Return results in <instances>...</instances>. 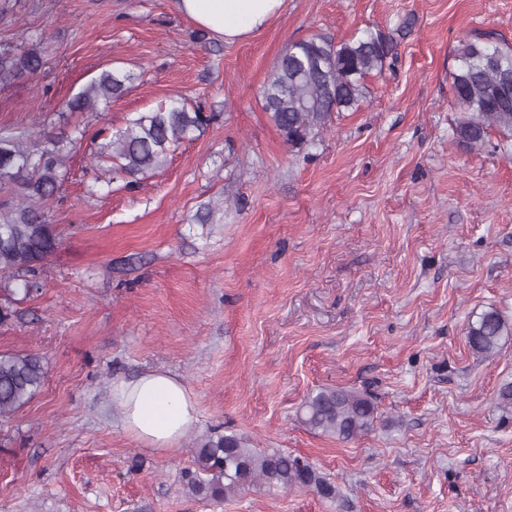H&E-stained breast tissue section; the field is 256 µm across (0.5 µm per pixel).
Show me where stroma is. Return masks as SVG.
<instances>
[{
	"instance_id": "35a3bbf8",
	"label": "stroma",
	"mask_w": 512,
	"mask_h": 512,
	"mask_svg": "<svg viewBox=\"0 0 512 512\" xmlns=\"http://www.w3.org/2000/svg\"><path fill=\"white\" fill-rule=\"evenodd\" d=\"M367 29L393 35L390 67L288 145L262 106L280 56ZM464 36L512 46V0H286L234 43L200 37L174 0L0 5V45L43 58L0 84V128L114 133L178 94L214 115L131 187L89 142L70 152L46 206L62 243L0 326V353L47 367L0 421V512H512V336L489 355L466 337L486 310L512 321V160L498 132L480 149L452 136ZM112 69L132 76L121 98L66 110ZM155 369L199 407L169 453L125 433L110 402L113 380ZM322 387L369 393L372 430H308L298 411ZM214 432L306 458L338 496L192 497L191 443Z\"/></svg>"
}]
</instances>
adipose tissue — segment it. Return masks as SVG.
<instances>
[{
	"mask_svg": "<svg viewBox=\"0 0 512 512\" xmlns=\"http://www.w3.org/2000/svg\"><path fill=\"white\" fill-rule=\"evenodd\" d=\"M174 4L200 29L230 43L263 29L283 11L285 0H174ZM111 399L123 429L159 451L179 448L198 421L195 395L164 370L114 381Z\"/></svg>",
	"mask_w": 512,
	"mask_h": 512,
	"instance_id": "adipose-tissue-1",
	"label": "adipose tissue"
}]
</instances>
